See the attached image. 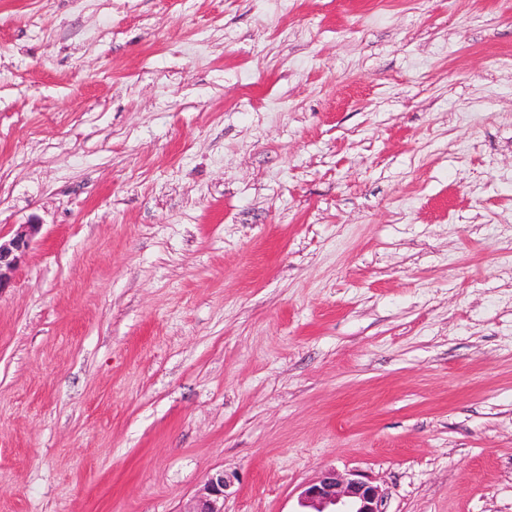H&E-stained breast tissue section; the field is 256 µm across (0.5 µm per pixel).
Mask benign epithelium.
Returning <instances> with one entry per match:
<instances>
[{
    "label": "benign epithelium",
    "mask_w": 512,
    "mask_h": 512,
    "mask_svg": "<svg viewBox=\"0 0 512 512\" xmlns=\"http://www.w3.org/2000/svg\"><path fill=\"white\" fill-rule=\"evenodd\" d=\"M28 228V232L16 235L9 242H0V289L8 285L11 272L28 250L38 226L30 224ZM230 486V477L222 470L216 471L187 512H224V497ZM301 502L313 512H384L378 487L355 474L340 478L334 471L325 472L307 485L301 492Z\"/></svg>",
    "instance_id": "7a95c632"
}]
</instances>
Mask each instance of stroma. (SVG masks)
<instances>
[{
  "label": "stroma",
  "instance_id": "35a3bbf8",
  "mask_svg": "<svg viewBox=\"0 0 512 512\" xmlns=\"http://www.w3.org/2000/svg\"><path fill=\"white\" fill-rule=\"evenodd\" d=\"M0 512H512V0H0ZM28 233H20L7 243H1L0 238V291L10 281V274L15 269L21 255L30 245L31 236L37 231V225H28ZM230 486V477L224 470L216 471L197 494L188 512H224V497ZM301 502L314 510L300 512H385L377 486L355 474L339 478L334 471H326L307 485L301 492Z\"/></svg>",
  "mask_w": 512,
  "mask_h": 512
}]
</instances>
